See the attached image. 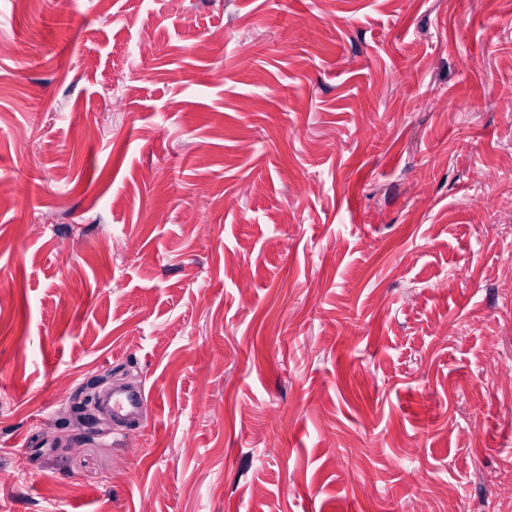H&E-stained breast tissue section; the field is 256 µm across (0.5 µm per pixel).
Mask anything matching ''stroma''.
Listing matches in <instances>:
<instances>
[{"label":"stroma","mask_w":512,"mask_h":512,"mask_svg":"<svg viewBox=\"0 0 512 512\" xmlns=\"http://www.w3.org/2000/svg\"><path fill=\"white\" fill-rule=\"evenodd\" d=\"M510 93L512 0H0V512H512ZM145 404L146 396L142 390L112 391V415L117 419L138 417Z\"/></svg>","instance_id":"obj_1"}]
</instances>
